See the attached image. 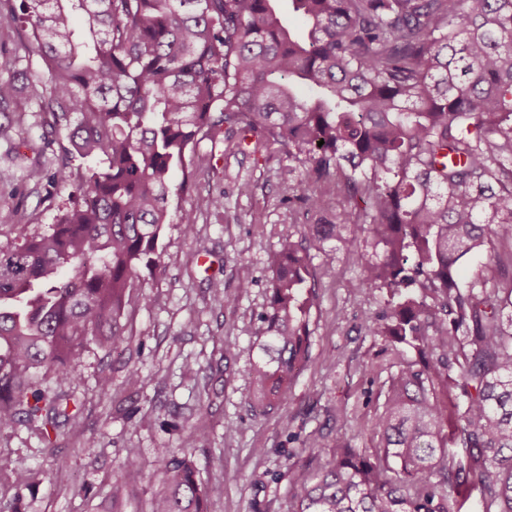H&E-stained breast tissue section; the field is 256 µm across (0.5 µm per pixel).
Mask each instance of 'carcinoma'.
I'll return each instance as SVG.
<instances>
[{
    "mask_svg": "<svg viewBox=\"0 0 512 512\" xmlns=\"http://www.w3.org/2000/svg\"><path fill=\"white\" fill-rule=\"evenodd\" d=\"M0 0L47 66L49 173L72 186L51 232L0 246V430L54 450L85 346L129 343L130 282L159 266L169 197L204 139L288 154L313 223L272 260L254 400H283L309 360L310 249L347 251L386 294L366 321L420 361L391 378L370 452L336 439L292 464V512H512V0ZM323 145H318L319 141ZM88 161L72 179L71 162ZM494 264L466 288L461 259ZM235 294L210 282L211 301ZM453 395L446 409L437 387ZM151 512H206L193 461L163 448Z\"/></svg>",
    "mask_w": 512,
    "mask_h": 512,
    "instance_id": "obj_1",
    "label": "carcinoma"
}]
</instances>
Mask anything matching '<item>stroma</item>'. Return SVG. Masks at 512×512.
<instances>
[{"mask_svg": "<svg viewBox=\"0 0 512 512\" xmlns=\"http://www.w3.org/2000/svg\"><path fill=\"white\" fill-rule=\"evenodd\" d=\"M27 70L17 92L0 105V124L23 113L24 134L0 139V246L19 235L49 231L67 205L66 192L49 185L46 172L56 166L59 149L43 138L40 101L34 89L47 83L40 57L6 25H0V76ZM197 154L207 164L193 169V186L172 207L197 214V233L186 237L178 224L165 225L158 270L140 269L132 295L148 293L149 305L132 302L122 319L131 342L124 351L89 345L77 380L61 384L82 406L75 422L61 428L55 451L38 433L18 424L0 432V456L12 469L45 471L42 482L16 488L11 471L0 472V496L17 498L20 512H106L113 481L124 478L123 512H150L158 487L156 451L169 448L192 457L206 495L207 512H290L289 467L313 458L330 467L337 438L357 448H375V421L395 370L382 337L367 335L364 322L378 314L383 297L361 281V269L335 245L317 251L314 262L331 267L321 282L310 316V359L286 399L271 409L254 406L250 395L253 348L263 328L260 315L272 276L271 259L285 241H300L307 223L305 205L289 196L282 180L285 153H230L223 139L203 140ZM251 181L254 191L239 195L237 185ZM225 194L226 210L209 209L208 200ZM262 223H253L254 215ZM248 293L238 294L241 278ZM223 281L237 294L235 306L214 305L209 279ZM234 344L226 353L225 344ZM194 372H187V365ZM141 383L128 392V369ZM112 379L101 390L102 374ZM322 445L309 447L311 435ZM69 466L56 472L55 457ZM137 472L125 474L128 457Z\"/></svg>", "mask_w": 512, "mask_h": 512, "instance_id": "35a3bbf8", "label": "stroma"}]
</instances>
